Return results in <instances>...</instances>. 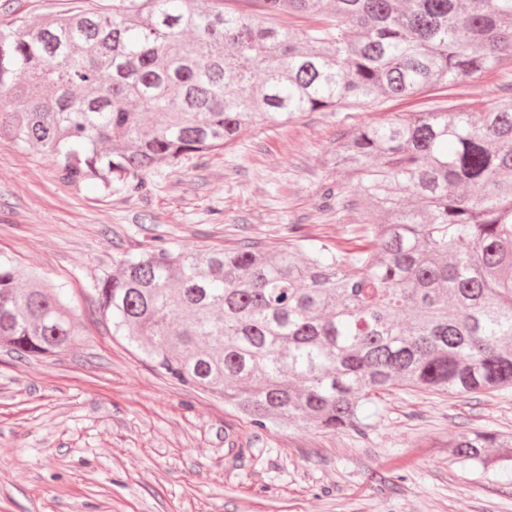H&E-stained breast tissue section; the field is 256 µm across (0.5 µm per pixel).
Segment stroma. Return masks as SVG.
I'll list each match as a JSON object with an SVG mask.
<instances>
[{"mask_svg":"<svg viewBox=\"0 0 512 512\" xmlns=\"http://www.w3.org/2000/svg\"><path fill=\"white\" fill-rule=\"evenodd\" d=\"M112 0H0V19L38 23ZM512 89V69L445 91L341 112H306L191 155L132 196L60 180L50 157L0 143V257L65 284L81 335L29 358L0 342V512H512V473L448 462L465 430L512 432V391L467 397L396 389L371 428L260 429L222 398L173 381L94 310L101 277L156 241L174 248H273L289 226L328 247L359 241L352 202L323 208L343 183L338 135L446 95L479 109Z\"/></svg>","mask_w":512,"mask_h":512,"instance_id":"obj_1","label":"stroma"}]
</instances>
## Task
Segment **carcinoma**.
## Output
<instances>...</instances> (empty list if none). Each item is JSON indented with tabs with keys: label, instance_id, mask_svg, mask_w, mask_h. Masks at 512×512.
Instances as JSON below:
<instances>
[{
	"label": "carcinoma",
	"instance_id": "obj_1",
	"mask_svg": "<svg viewBox=\"0 0 512 512\" xmlns=\"http://www.w3.org/2000/svg\"><path fill=\"white\" fill-rule=\"evenodd\" d=\"M225 2L0 21V139L71 185L142 195L249 129L512 67V0ZM333 158L368 246L334 252L290 226L274 250L148 249L93 288L112 335L259 428L362 435L385 391L512 389V97L356 126ZM79 335L64 286L0 258L1 340L47 357ZM448 461L512 471V433L463 432Z\"/></svg>",
	"mask_w": 512,
	"mask_h": 512
}]
</instances>
